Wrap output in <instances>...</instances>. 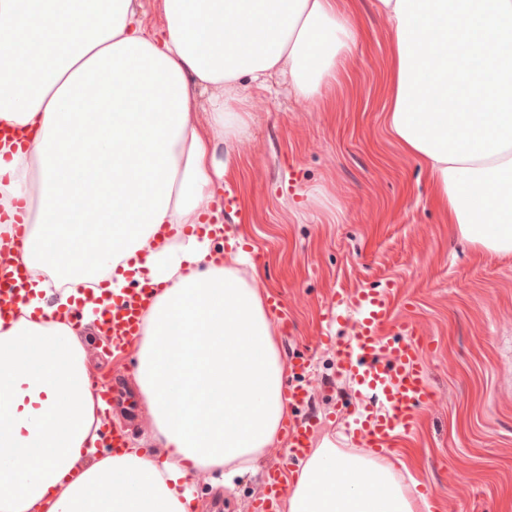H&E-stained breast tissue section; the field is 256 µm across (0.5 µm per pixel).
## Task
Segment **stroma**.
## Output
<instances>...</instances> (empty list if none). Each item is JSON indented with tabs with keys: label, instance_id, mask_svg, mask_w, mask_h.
Here are the masks:
<instances>
[{
	"label": "stroma",
	"instance_id": "35a3bbf8",
	"mask_svg": "<svg viewBox=\"0 0 512 512\" xmlns=\"http://www.w3.org/2000/svg\"><path fill=\"white\" fill-rule=\"evenodd\" d=\"M350 14L357 38L336 80L312 99L296 97L282 78L252 85L244 118L249 134L225 144L238 177L225 184L239 210L223 217L225 259L252 257L264 293H282L287 319H274L282 363L310 360L303 377L307 405L289 417L315 416L316 441L331 439L357 452L349 435L352 411L363 403L336 356L315 339L349 335L328 322L336 296L393 285L401 337L415 324L429 340L425 358L434 399L415 430L398 434L390 461L414 492L433 488L430 512H512V254L459 239L419 162L389 135L391 33L375 0H336ZM90 371L111 367L130 393L137 354L116 360L106 337L87 347ZM282 439L265 449L254 471L232 487L209 471L193 475L197 512H249Z\"/></svg>",
	"mask_w": 512,
	"mask_h": 512
}]
</instances>
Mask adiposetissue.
<instances>
[{"label": "adipose tissue", "mask_w": 512, "mask_h": 512, "mask_svg": "<svg viewBox=\"0 0 512 512\" xmlns=\"http://www.w3.org/2000/svg\"><path fill=\"white\" fill-rule=\"evenodd\" d=\"M392 32L385 124L426 169L469 243L512 253V0H376ZM0 0V216L32 225L18 247L38 277L0 320V512H191L198 470L248 472L287 412L285 367L256 283L220 263L201 227L227 179L219 144L246 133L242 80H288L311 99L335 81L355 29L335 0ZM208 93V121L193 118ZM104 237L86 242L82 227ZM160 291L137 343L136 382L166 450L98 455L80 335L54 320L131 283ZM55 297L47 307V297ZM41 419L38 436L30 422ZM288 512H417L387 457L323 442L287 490Z\"/></svg>", "instance_id": "adipose-tissue-1"}]
</instances>
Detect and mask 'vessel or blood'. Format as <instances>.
I'll list each match as a JSON object with an SVG mask.
<instances>
[{"instance_id": "1", "label": "vessel or blood", "mask_w": 512, "mask_h": 512, "mask_svg": "<svg viewBox=\"0 0 512 512\" xmlns=\"http://www.w3.org/2000/svg\"><path fill=\"white\" fill-rule=\"evenodd\" d=\"M27 278L25 266L0 236V318L16 317L25 298L19 284ZM155 292L144 285L115 298L100 326L110 333L113 349H122L140 334L142 312ZM329 320H351L345 340L319 337V344L336 354L339 373L348 377L366 400L354 419L352 438L359 446L379 455L388 454L395 433L413 428L417 414L432 399L430 371L423 353L427 339L417 326L405 325L404 336L388 340L386 331L395 319L391 288L361 290L331 301L326 308ZM316 424L311 419L290 423L286 428L280 463L266 473L262 493L252 503V512H273L285 494V473L293 462L303 458Z\"/></svg>"}]
</instances>
